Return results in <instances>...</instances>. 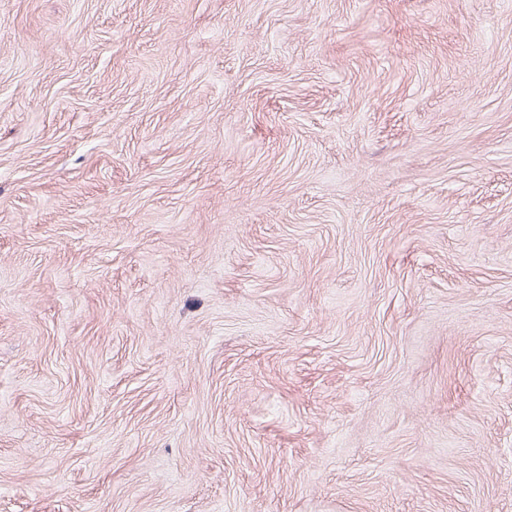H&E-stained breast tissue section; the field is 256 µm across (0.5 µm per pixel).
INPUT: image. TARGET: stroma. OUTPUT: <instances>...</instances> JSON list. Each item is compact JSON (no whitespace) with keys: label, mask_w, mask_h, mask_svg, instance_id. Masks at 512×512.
I'll return each instance as SVG.
<instances>
[{"label":"stroma","mask_w":512,"mask_h":512,"mask_svg":"<svg viewBox=\"0 0 512 512\" xmlns=\"http://www.w3.org/2000/svg\"><path fill=\"white\" fill-rule=\"evenodd\" d=\"M0 512H512V0H0Z\"/></svg>","instance_id":"obj_1"}]
</instances>
